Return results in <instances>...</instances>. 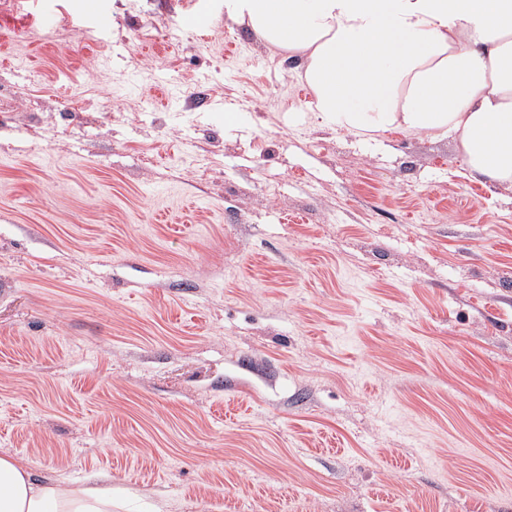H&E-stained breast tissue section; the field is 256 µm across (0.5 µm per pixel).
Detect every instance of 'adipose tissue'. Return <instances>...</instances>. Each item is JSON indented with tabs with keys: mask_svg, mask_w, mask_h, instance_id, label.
Wrapping results in <instances>:
<instances>
[{
	"mask_svg": "<svg viewBox=\"0 0 512 512\" xmlns=\"http://www.w3.org/2000/svg\"><path fill=\"white\" fill-rule=\"evenodd\" d=\"M224 15L300 58L322 125L448 138L471 177L512 188V0H224ZM0 512H112V498L0 456Z\"/></svg>",
	"mask_w": 512,
	"mask_h": 512,
	"instance_id": "obj_1",
	"label": "adipose tissue"
}]
</instances>
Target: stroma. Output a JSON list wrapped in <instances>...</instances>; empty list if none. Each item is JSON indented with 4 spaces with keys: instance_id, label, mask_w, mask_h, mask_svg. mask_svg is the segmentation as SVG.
<instances>
[{
    "instance_id": "stroma-1",
    "label": "stroma",
    "mask_w": 512,
    "mask_h": 512,
    "mask_svg": "<svg viewBox=\"0 0 512 512\" xmlns=\"http://www.w3.org/2000/svg\"><path fill=\"white\" fill-rule=\"evenodd\" d=\"M223 3L0 0V456L112 512H512V189L321 126Z\"/></svg>"
}]
</instances>
